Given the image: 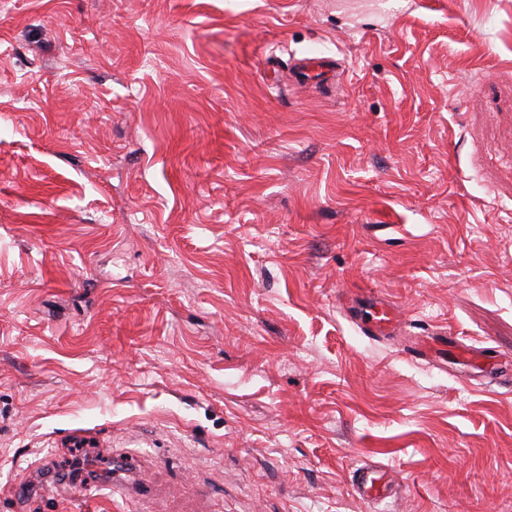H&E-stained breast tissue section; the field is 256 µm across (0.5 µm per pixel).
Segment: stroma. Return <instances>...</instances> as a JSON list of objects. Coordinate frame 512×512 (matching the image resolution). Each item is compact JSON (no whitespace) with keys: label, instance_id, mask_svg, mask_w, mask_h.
Listing matches in <instances>:
<instances>
[{"label":"stroma","instance_id":"1","mask_svg":"<svg viewBox=\"0 0 512 512\" xmlns=\"http://www.w3.org/2000/svg\"><path fill=\"white\" fill-rule=\"evenodd\" d=\"M443 331L512 357V0H0V512H512ZM295 66L303 73L317 70L316 77L336 78L338 62L333 57L322 56L318 58L303 57L295 61ZM367 306L366 315L355 317V322L363 334L379 340L394 334L400 321L396 309L379 296L370 297ZM447 337L442 336L431 341L425 337L417 336L413 342L414 356L418 359L427 360L435 365H445L446 342ZM396 483L390 470L375 464H365L354 472L353 487L369 502L383 501L393 495Z\"/></svg>","mask_w":512,"mask_h":512}]
</instances>
